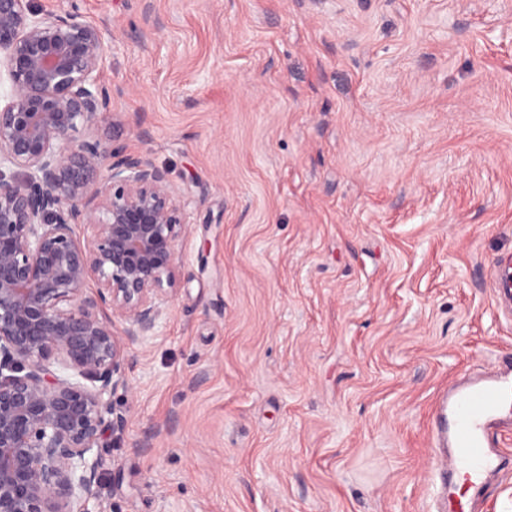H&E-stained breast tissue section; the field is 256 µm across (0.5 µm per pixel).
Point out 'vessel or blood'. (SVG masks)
Segmentation results:
<instances>
[{"label": "vessel or blood", "mask_w": 512, "mask_h": 512, "mask_svg": "<svg viewBox=\"0 0 512 512\" xmlns=\"http://www.w3.org/2000/svg\"><path fill=\"white\" fill-rule=\"evenodd\" d=\"M497 300L512 296V257L494 263ZM512 424V354L499 355L488 373L444 389L435 399L431 430L437 465L432 483L443 512H478L488 480L512 470V454L495 432Z\"/></svg>", "instance_id": "obj_1"}]
</instances>
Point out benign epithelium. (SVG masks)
Listing matches in <instances>:
<instances>
[{
    "label": "benign epithelium",
    "mask_w": 512,
    "mask_h": 512,
    "mask_svg": "<svg viewBox=\"0 0 512 512\" xmlns=\"http://www.w3.org/2000/svg\"><path fill=\"white\" fill-rule=\"evenodd\" d=\"M111 51L77 0H0V512L98 496L129 346L180 287L187 200L101 136Z\"/></svg>",
    "instance_id": "1"
}]
</instances>
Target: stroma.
<instances>
[{
    "instance_id": "35a3bbf8",
    "label": "stroma",
    "mask_w": 512,
    "mask_h": 512,
    "mask_svg": "<svg viewBox=\"0 0 512 512\" xmlns=\"http://www.w3.org/2000/svg\"><path fill=\"white\" fill-rule=\"evenodd\" d=\"M78 2L191 216L88 512H430L434 394L512 352V0ZM512 257H499L494 263V293L499 306L506 310L510 308V304H505L504 299L510 298L512 295Z\"/></svg>"
}]
</instances>
